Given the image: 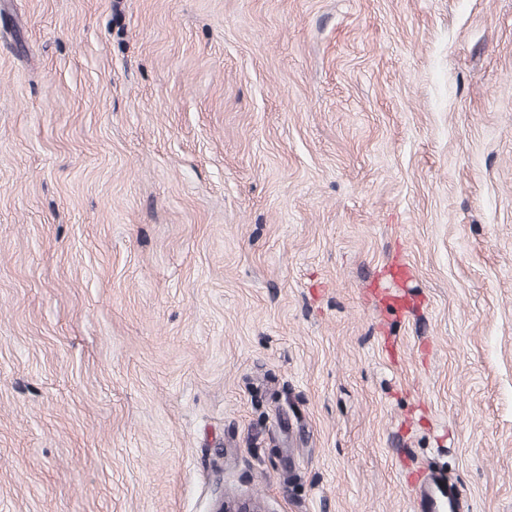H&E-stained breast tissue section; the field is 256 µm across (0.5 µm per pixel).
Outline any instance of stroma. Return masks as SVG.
I'll return each instance as SVG.
<instances>
[{
	"instance_id": "1",
	"label": "stroma",
	"mask_w": 512,
	"mask_h": 512,
	"mask_svg": "<svg viewBox=\"0 0 512 512\" xmlns=\"http://www.w3.org/2000/svg\"><path fill=\"white\" fill-rule=\"evenodd\" d=\"M432 472L512 512V0H0V512Z\"/></svg>"
}]
</instances>
